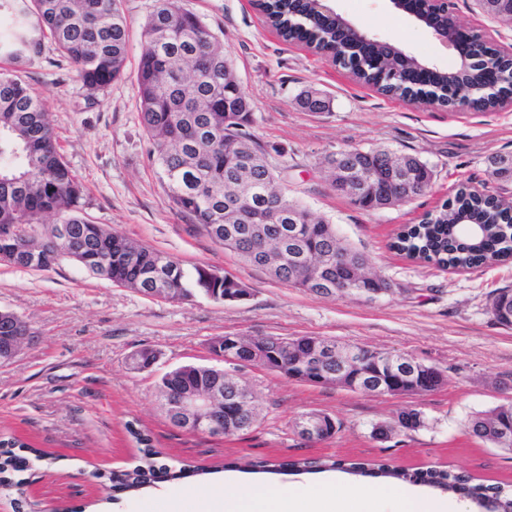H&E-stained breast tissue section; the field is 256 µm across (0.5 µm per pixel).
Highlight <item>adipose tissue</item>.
Returning a JSON list of instances; mask_svg holds the SVG:
<instances>
[{
	"instance_id": "1",
	"label": "adipose tissue",
	"mask_w": 512,
	"mask_h": 512,
	"mask_svg": "<svg viewBox=\"0 0 512 512\" xmlns=\"http://www.w3.org/2000/svg\"><path fill=\"white\" fill-rule=\"evenodd\" d=\"M365 506L366 512H470L465 500L452 502L432 499L402 485L359 484L349 492H338L334 485L318 482L304 497L287 489L250 485L242 488L214 487L206 497L205 512H352V504Z\"/></svg>"
}]
</instances>
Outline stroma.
Masks as SVG:
<instances>
[{
    "label": "stroma",
    "instance_id": "stroma-1",
    "mask_svg": "<svg viewBox=\"0 0 512 512\" xmlns=\"http://www.w3.org/2000/svg\"><path fill=\"white\" fill-rule=\"evenodd\" d=\"M224 45L252 103L251 132L268 151L280 185L314 215L335 224L342 240L364 253L392 293L373 301L323 298L274 279L213 242L173 206L153 161L137 111V63L143 24L154 0H121L129 23L124 76L97 100H88L69 62L51 39L14 65L15 74L43 99L64 161L83 184L82 213L94 223L180 261L228 273L249 288L240 302L202 296L171 302L114 285L60 258L50 270L0 263V309L16 313L30 339L10 362L0 363V440L22 442L20 488L0 486V512H164L186 489L238 481L304 492L326 479L345 489L355 476L253 474L256 458L334 457L382 461L410 469L445 467L488 483L512 484V453L471 436V416L512 402V328L496 323L490 296L512 288V261L444 271L392 250L402 225L453 196L466 182L488 185L484 160L512 152V105L487 112L450 111L381 94L357 82L301 42L285 41L249 0H179ZM333 8L369 37L387 41L419 60L452 69L459 57L427 29L393 9L390 0H333ZM453 15L498 48L512 47V23L485 14L475 0H454ZM332 101L327 112L297 102L306 89ZM385 145L417 155L434 171L422 196L366 211L333 189L328 160L338 151ZM319 336L371 349L397 351L444 375L435 391L373 396L335 385L285 378L259 365L236 376L255 394L260 415L244 434L213 438L173 428L158 392L161 377L179 366H214L218 336ZM157 352L155 365L131 363L141 348ZM405 408L424 424L391 438L373 429ZM331 415L339 429L322 442L294 430L302 413ZM147 435L163 463L191 464L198 476L156 480L130 493L112 490V474L139 463L135 433Z\"/></svg>",
    "mask_w": 512,
    "mask_h": 512
}]
</instances>
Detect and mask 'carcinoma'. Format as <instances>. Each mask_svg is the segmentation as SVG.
Returning a JSON list of instances; mask_svg holds the SVG:
<instances>
[{
    "label": "carcinoma",
    "mask_w": 512,
    "mask_h": 512,
    "mask_svg": "<svg viewBox=\"0 0 512 512\" xmlns=\"http://www.w3.org/2000/svg\"><path fill=\"white\" fill-rule=\"evenodd\" d=\"M481 8L495 17L512 21V0H479ZM260 9L286 40H296L303 31L322 50L330 49L333 22L314 13L312 0H260ZM51 37L59 52L73 67L89 96L104 91L121 77L129 47L127 19L119 0H0V58L18 61L39 52L42 40ZM146 47L137 67L138 112L141 125L154 147L158 165L176 210L199 226L214 242L256 264L254 252L265 245L281 248L283 259L270 273L277 280L315 295L313 271L303 255H321L327 266L321 276L338 288L352 279L350 262L368 259L345 245L333 225L309 217L307 209L288 197L278 185L274 169L262 162L266 150L247 129L254 123L249 103L231 101L224 111V45L193 12L178 0H156L143 26ZM381 50L364 51V66L357 72L389 96L406 90L395 81L380 79L374 62ZM499 95L474 93L469 105L484 111L497 104ZM242 139L255 161L250 173L253 195L248 199L257 222L232 223L226 230L225 141ZM393 154L387 146L368 150H342L343 160L356 158L360 167L376 176V184L355 204L376 210L390 196L401 203L422 195L431 185L433 170L413 154L404 157L415 164L411 190L399 191L390 180L387 163ZM486 173L498 183L512 181V152L495 153L485 159ZM83 187L61 157L48 113L42 100L17 75L0 72V250L26 256L20 267L45 270L67 256L87 271L113 284L133 288L155 297L153 274L162 271L165 283L174 289L168 301H182L199 292L215 301L231 302L248 291L245 284L206 265L186 271L172 257L109 232L79 215ZM273 207L286 216L279 223L262 218ZM60 216L59 223L72 226L71 238L56 244L43 240L38 220ZM478 232L468 234L465 228ZM394 246L407 256L432 263L443 270L474 269L512 258V207L502 200L477 193L465 183L440 209L428 212L418 224L405 227ZM497 323L512 327V289L494 294L490 303ZM270 358L275 371L288 375V356L282 354L281 338L270 336ZM215 373L209 367L186 365L171 373L177 388L206 387ZM497 418L499 425L512 423V404L499 405L473 416L468 425L485 426ZM143 445L147 465L114 475L117 484L136 488L150 483L164 470L172 479L189 474L152 461L150 439L134 434ZM257 473L285 470H342L352 475L373 473L397 482L423 484L448 492H462L489 512H512V488L500 484L474 483L470 476L445 469L406 470L385 463H365L331 458H302L274 463L259 458L251 464Z\"/></svg>",
    "instance_id": "cac0c4a2"
}]
</instances>
